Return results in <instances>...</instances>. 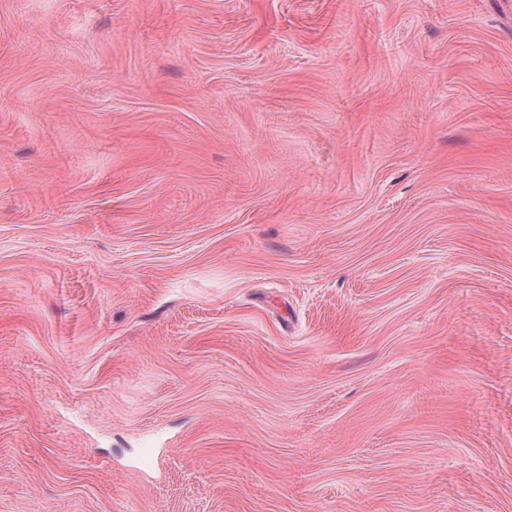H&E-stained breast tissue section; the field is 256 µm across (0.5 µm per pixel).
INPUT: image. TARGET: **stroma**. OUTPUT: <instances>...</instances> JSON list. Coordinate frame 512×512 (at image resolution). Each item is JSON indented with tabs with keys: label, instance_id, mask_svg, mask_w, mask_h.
Returning a JSON list of instances; mask_svg holds the SVG:
<instances>
[{
	"label": "stroma",
	"instance_id": "obj_1",
	"mask_svg": "<svg viewBox=\"0 0 512 512\" xmlns=\"http://www.w3.org/2000/svg\"><path fill=\"white\" fill-rule=\"evenodd\" d=\"M0 512H512V0H0Z\"/></svg>",
	"mask_w": 512,
	"mask_h": 512
}]
</instances>
